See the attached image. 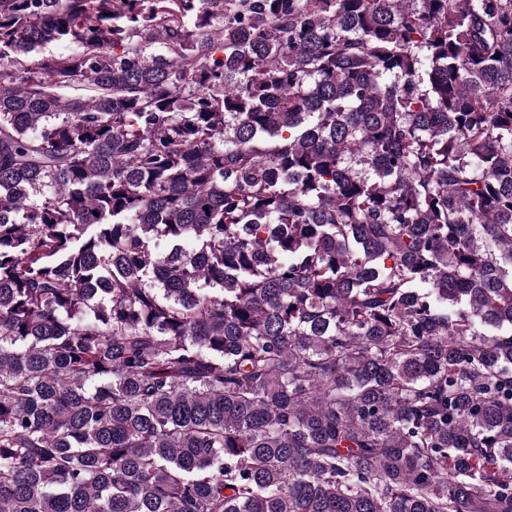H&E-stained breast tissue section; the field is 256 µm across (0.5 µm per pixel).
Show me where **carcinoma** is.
Instances as JSON below:
<instances>
[{
	"instance_id": "obj_1",
	"label": "carcinoma",
	"mask_w": 512,
	"mask_h": 512,
	"mask_svg": "<svg viewBox=\"0 0 512 512\" xmlns=\"http://www.w3.org/2000/svg\"><path fill=\"white\" fill-rule=\"evenodd\" d=\"M0 512H512V0H0Z\"/></svg>"
}]
</instances>
